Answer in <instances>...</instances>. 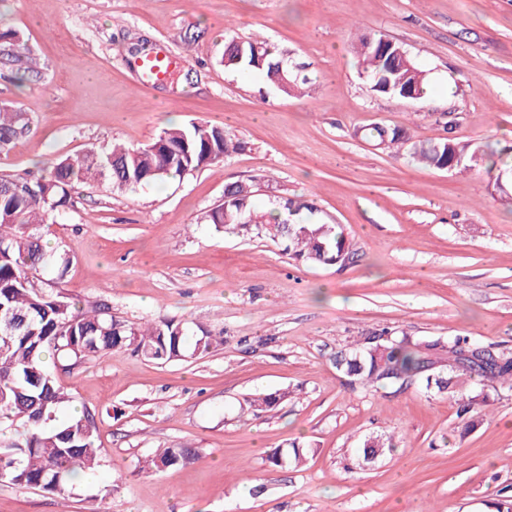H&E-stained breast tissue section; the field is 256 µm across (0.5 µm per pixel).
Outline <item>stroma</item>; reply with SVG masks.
Instances as JSON below:
<instances>
[{
  "mask_svg": "<svg viewBox=\"0 0 512 512\" xmlns=\"http://www.w3.org/2000/svg\"><path fill=\"white\" fill-rule=\"evenodd\" d=\"M0 21L38 61L25 75L0 62V105L31 126L0 153V175L45 174L58 157L144 145L192 121L242 144L176 181L73 193L49 237L74 252L59 292L224 344L169 364L120 350L62 374L74 407L96 417L98 472L65 494L2 481L0 512H489L512 489V387L352 386L334 364L384 327L512 352V209L494 186L512 163V0H0ZM375 33L427 71L426 98L372 92L352 45ZM231 36L287 51L308 78L301 93L226 69ZM145 43L175 61L176 79L141 87ZM374 125L478 146L483 159L432 169L364 139ZM235 181L261 212L278 196L312 201L354 259L310 266L280 242L216 233L202 218ZM478 392L483 419L462 432L459 398ZM257 393L283 399L258 413ZM376 434L398 449L368 465L361 448ZM295 441L303 463L273 466ZM182 446L198 457L140 471L155 449Z\"/></svg>",
  "mask_w": 512,
  "mask_h": 512,
  "instance_id": "1",
  "label": "stroma"
}]
</instances>
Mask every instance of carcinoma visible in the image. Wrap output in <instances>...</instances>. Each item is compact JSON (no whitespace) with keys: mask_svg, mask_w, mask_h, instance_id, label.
<instances>
[{"mask_svg":"<svg viewBox=\"0 0 512 512\" xmlns=\"http://www.w3.org/2000/svg\"><path fill=\"white\" fill-rule=\"evenodd\" d=\"M355 54L357 67L374 93L414 101L425 97L428 73L401 44L380 34L362 36L355 43ZM0 56L35 71V59L21 36L9 28H0ZM222 62L227 69L260 72L286 94L298 82H307L294 75L286 54L261 37L227 39ZM27 131L19 109L0 107V152ZM369 137L396 155L407 149L417 162L437 170L448 169L457 156L463 161L454 169L467 170L481 157L479 149L447 138L412 143L402 127L387 131L374 126ZM240 149L224 128L192 122L166 128L142 147L115 143L105 150L63 156L46 176H0V432L12 434L9 451L0 457L1 481L61 492L99 467L95 415L85 408L57 421L59 409L71 402V396L54 370L65 373L118 350H131L150 362L172 363L224 345L223 337L206 331L191 335L180 323L130 324L112 316L104 305L89 311L47 291L51 282L43 272L53 269L62 276L72 261L67 247H50L44 241L56 215L68 208L71 191L78 185L105 183L114 192H135L181 178ZM224 197L225 207L202 217V223L217 232L238 229V220L247 222L256 234L283 241L292 259L309 265L335 264L342 255H356L338 225L315 221L316 208L301 197L276 199L275 216L257 212L253 195L241 183L226 185ZM226 212L232 217L229 224L224 222ZM336 369L377 388L418 378L426 390L444 393L462 376L512 384L509 353L493 355L465 336L415 342L385 329L338 352ZM394 450L392 440L372 435L364 442L363 461L373 464ZM195 456L196 449L188 446L161 448L148 466L176 468ZM302 457L294 444L273 456L272 462L296 466Z\"/></svg>","mask_w":512,"mask_h":512,"instance_id":"carcinoma-1","label":"carcinoma"}]
</instances>
